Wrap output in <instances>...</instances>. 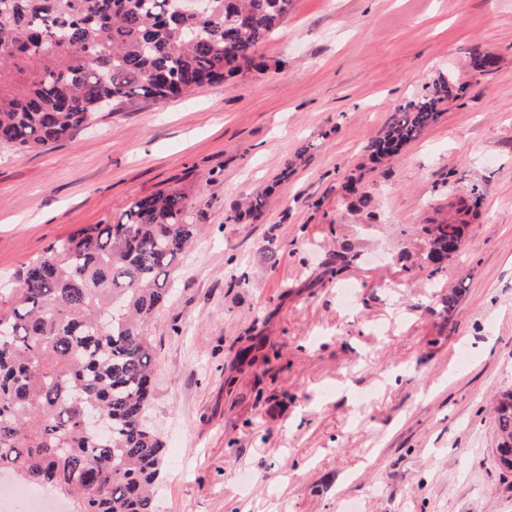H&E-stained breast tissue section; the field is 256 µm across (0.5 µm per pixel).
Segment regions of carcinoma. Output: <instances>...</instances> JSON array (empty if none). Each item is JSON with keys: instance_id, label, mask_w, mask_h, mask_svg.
<instances>
[{"instance_id": "cac0c4a2", "label": "carcinoma", "mask_w": 512, "mask_h": 512, "mask_svg": "<svg viewBox=\"0 0 512 512\" xmlns=\"http://www.w3.org/2000/svg\"><path fill=\"white\" fill-rule=\"evenodd\" d=\"M0 0V144L30 151L69 140L112 105L182 98L263 70L258 50L292 0ZM454 76L398 108L367 146L378 163L420 139ZM481 195L471 187L453 224L422 228L429 276L463 246ZM268 195L238 212L259 217ZM185 191L134 200L114 224L49 244L0 297V472L43 485L70 512H156L162 442L147 420L156 357L148 325L201 233ZM495 456L512 469V390L493 400Z\"/></svg>"}]
</instances>
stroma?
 Instances as JSON below:
<instances>
[{
    "label": "stroma",
    "instance_id": "35a3bbf8",
    "mask_svg": "<svg viewBox=\"0 0 512 512\" xmlns=\"http://www.w3.org/2000/svg\"><path fill=\"white\" fill-rule=\"evenodd\" d=\"M259 53L265 70L190 98L0 147V289L52 241L183 188L205 233L149 325L157 512H512L489 410L512 389V0H293ZM451 71L462 96L365 164ZM474 185L465 246L429 277L420 228ZM267 188L263 215L236 219ZM249 345L279 358L243 362ZM451 74L448 80L435 83L432 88L398 108L381 133L367 146L368 160L378 163L397 154L407 144L420 139L437 122L442 103L457 98L463 87ZM455 90V94L453 91Z\"/></svg>",
    "mask_w": 512,
    "mask_h": 512
}]
</instances>
